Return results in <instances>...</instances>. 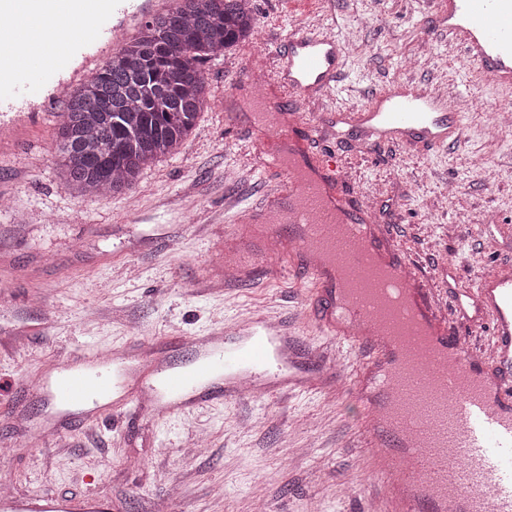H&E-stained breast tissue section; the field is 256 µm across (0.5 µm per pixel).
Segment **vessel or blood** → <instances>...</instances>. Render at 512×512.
I'll list each match as a JSON object with an SVG mask.
<instances>
[{"label": "vessel or blood", "instance_id": "obj_1", "mask_svg": "<svg viewBox=\"0 0 512 512\" xmlns=\"http://www.w3.org/2000/svg\"><path fill=\"white\" fill-rule=\"evenodd\" d=\"M440 22L461 45L467 64L479 67L502 90H512V0H432ZM178 0H0V129L37 111H50L57 99L76 88L86 72L104 58H117L121 39L148 13L166 12ZM271 87L292 95L290 113L273 123L257 122L262 138L274 140L269 166L282 172V189L260 208L248 211V223L267 225L278 235L282 207L304 211L321 232L329 217L320 207L327 198L347 220L365 227L373 248L387 255L395 273L410 285L416 306L433 329L437 342L455 356L446 388L429 391L423 410L405 409L413 425L408 439L380 427L370 393L379 391L393 361L392 351L356 327L336 323L334 288L323 270L301 252L290 237L283 262L274 275L300 274L322 305L316 317L322 331L348 348L365 353L356 386L365 406L364 447L378 449L394 442L388 465H377L383 479L380 512H512V266L482 274L468 288L451 292L453 318L485 335L478 353L466 354L458 336L439 316L430 282L414 275L394 254L376 213L344 192V180L333 161L311 153L322 126L295 116L302 102L329 94L344 60L343 44L323 29L290 35L276 49ZM336 124L354 127L360 142L443 146L463 131L457 111L446 97L413 82L379 93L373 105L340 112ZM263 242L238 244L235 265L225 279L253 278L267 257ZM195 350L189 368L174 370L154 361L152 392L163 413L240 397L242 379L268 395L297 388L301 370L323 375V361L302 349L287 322L262 317L190 338ZM132 348L85 352L56 361L34 384L58 410L106 404L116 399L136 362ZM415 454L421 485L414 494L392 480L406 454ZM109 503L89 496L79 503L46 493L37 498L4 495L0 512H109Z\"/></svg>", "mask_w": 512, "mask_h": 512}]
</instances>
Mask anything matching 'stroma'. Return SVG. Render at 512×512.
Instances as JSON below:
<instances>
[{
  "label": "stroma",
  "instance_id": "1",
  "mask_svg": "<svg viewBox=\"0 0 512 512\" xmlns=\"http://www.w3.org/2000/svg\"><path fill=\"white\" fill-rule=\"evenodd\" d=\"M256 34L201 69L208 107L179 153L129 190L88 198L61 181L56 112H38L0 143V484L17 495L93 493L118 512H370L381 485L362 446L356 400L361 353L319 333L310 285L260 274L221 284L224 236L239 209L264 205L280 177L261 167L238 82L274 69L262 50L324 26L346 48L334 91L302 119L355 110L396 80L454 94L460 141L428 149L360 144L324 133L346 188L368 202L405 263L447 306L444 265L460 286L512 262V131L488 149L487 115L505 95L465 67L430 0H250ZM287 321L336 381L284 397L246 395L155 422L126 406L76 420L46 443L58 414L27 391L42 362L87 350L153 343L174 365L182 344L244 316Z\"/></svg>",
  "mask_w": 512,
  "mask_h": 512
}]
</instances>
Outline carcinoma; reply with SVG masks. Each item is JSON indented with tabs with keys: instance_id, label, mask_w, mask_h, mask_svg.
I'll return each instance as SVG.
<instances>
[{
	"instance_id": "obj_1",
	"label": "carcinoma",
	"mask_w": 512,
	"mask_h": 512,
	"mask_svg": "<svg viewBox=\"0 0 512 512\" xmlns=\"http://www.w3.org/2000/svg\"><path fill=\"white\" fill-rule=\"evenodd\" d=\"M255 27L247 0H183L153 15L119 59L67 95L55 131L64 186L84 197L120 193L176 154L207 108L200 64Z\"/></svg>"
}]
</instances>
